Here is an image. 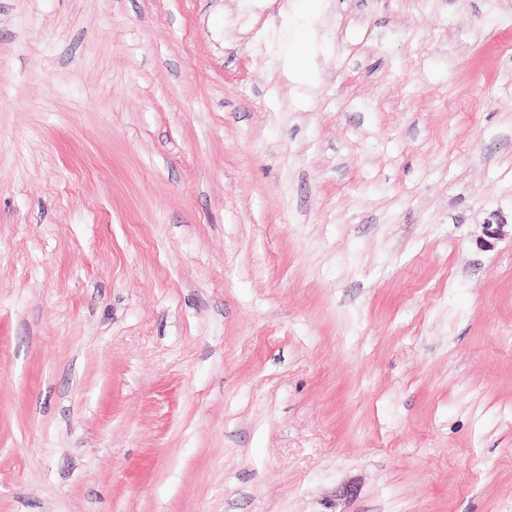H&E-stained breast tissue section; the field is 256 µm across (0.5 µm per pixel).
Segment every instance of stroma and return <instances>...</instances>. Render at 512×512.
Returning <instances> with one entry per match:
<instances>
[{
  "mask_svg": "<svg viewBox=\"0 0 512 512\" xmlns=\"http://www.w3.org/2000/svg\"><path fill=\"white\" fill-rule=\"evenodd\" d=\"M489 222L512 0H0V512H512Z\"/></svg>",
  "mask_w": 512,
  "mask_h": 512,
  "instance_id": "35a3bbf8",
  "label": "stroma"
}]
</instances>
